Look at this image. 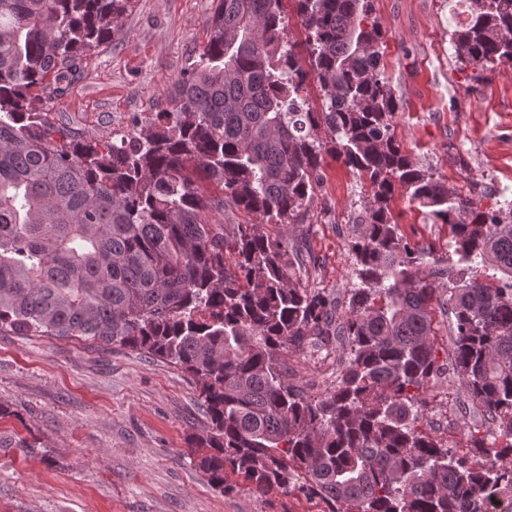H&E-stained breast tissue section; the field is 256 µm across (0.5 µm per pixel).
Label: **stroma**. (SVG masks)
<instances>
[{
	"label": "stroma",
	"instance_id": "35a3bbf8",
	"mask_svg": "<svg viewBox=\"0 0 512 512\" xmlns=\"http://www.w3.org/2000/svg\"><path fill=\"white\" fill-rule=\"evenodd\" d=\"M214 0H135L120 39L84 61L70 94L46 101L92 138L115 140L162 110L191 55L206 45ZM385 43V74L396 90L397 141L413 162L461 195L491 208L512 200V67L498 68L483 96L467 95L450 34L461 22L454 0H373ZM369 187L340 161L325 158L303 223L288 236L307 256L299 279L347 305L355 277V220ZM411 247L448 255L450 229L427 219L404 189L390 202ZM447 290L433 301L440 375L422 395L430 431L448 447L494 430L453 371ZM337 351L279 359L289 383L316 395L333 389ZM0 512H329L298 491L258 497L239 481L221 492L198 468L189 446L207 427L193 379L161 360L74 337L0 333Z\"/></svg>",
	"mask_w": 512,
	"mask_h": 512
}]
</instances>
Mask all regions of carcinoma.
Returning a JSON list of instances; mask_svg holds the SVG:
<instances>
[{
    "mask_svg": "<svg viewBox=\"0 0 512 512\" xmlns=\"http://www.w3.org/2000/svg\"><path fill=\"white\" fill-rule=\"evenodd\" d=\"M283 2L216 0L166 107L103 146L42 102L120 37L133 0H0V332L119 345L189 373L209 421L198 467L220 492L233 476L260 496L305 489L329 512H512V223L397 142L372 0H290L300 44ZM459 3L451 42L474 93L512 67V0ZM326 153L370 188L342 312L300 286L288 232L210 217L229 205L302 223ZM398 187L450 226L448 265L404 242ZM443 278L453 369L501 439L472 436L465 452L418 428ZM337 343L333 391L288 383L278 352Z\"/></svg>",
    "mask_w": 512,
    "mask_h": 512,
    "instance_id": "obj_1",
    "label": "carcinoma"
}]
</instances>
